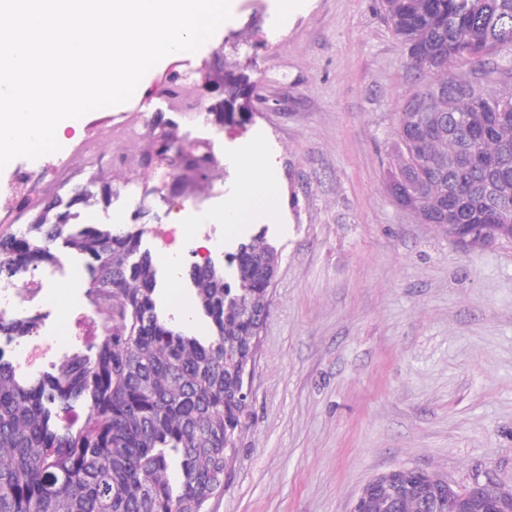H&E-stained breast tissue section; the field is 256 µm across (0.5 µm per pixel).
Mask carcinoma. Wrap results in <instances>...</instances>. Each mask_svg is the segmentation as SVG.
Returning <instances> with one entry per match:
<instances>
[{
  "mask_svg": "<svg viewBox=\"0 0 512 512\" xmlns=\"http://www.w3.org/2000/svg\"><path fill=\"white\" fill-rule=\"evenodd\" d=\"M382 7L407 48L408 69L429 78L398 115L386 192L444 232L451 224L512 225V116L485 135L472 130L502 102L488 78L498 73L495 58L512 55V0H382ZM461 60L476 64L470 74L455 72ZM421 96L430 111L414 108ZM480 172L497 179L493 195L483 192ZM89 199L75 188L68 209L39 205L22 234L0 237V278L58 262L59 239L81 255L104 327L94 355L73 352L37 376L0 355V512H209L247 412L227 363L252 357L278 251L263 234L240 245L230 255L235 286L213 263L190 266L196 304L210 323L205 341L160 314L153 257L141 250L144 225L115 232L71 224V207ZM35 324L0 318V335L28 336ZM76 405L86 410L83 422L57 428L58 412ZM388 512L425 508L403 496Z\"/></svg>",
  "mask_w": 512,
  "mask_h": 512,
  "instance_id": "1",
  "label": "carcinoma"
}]
</instances>
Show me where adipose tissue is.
I'll list each match as a JSON object with an SVG mask.
<instances>
[{
    "instance_id": "obj_1",
    "label": "adipose tissue",
    "mask_w": 512,
    "mask_h": 512,
    "mask_svg": "<svg viewBox=\"0 0 512 512\" xmlns=\"http://www.w3.org/2000/svg\"><path fill=\"white\" fill-rule=\"evenodd\" d=\"M240 168L242 189L232 207L224 213L225 224L231 226L243 223L255 211L271 208L278 192L276 172L259 162L257 152L243 155Z\"/></svg>"
}]
</instances>
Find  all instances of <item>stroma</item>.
<instances>
[{
  "label": "stroma",
  "instance_id": "obj_1",
  "mask_svg": "<svg viewBox=\"0 0 512 512\" xmlns=\"http://www.w3.org/2000/svg\"><path fill=\"white\" fill-rule=\"evenodd\" d=\"M278 0H234V17L181 68L247 78L250 115L211 109L217 95L186 87L207 110L180 112L145 78L138 100L90 112L67 128L64 159L46 199L68 203L97 174L112 178L109 204L77 205L76 224H133L145 212L144 249L157 256L159 298L176 326L202 333L187 269L258 232L279 251L257 337L246 425L210 512H350L361 488L397 467L437 472L458 485L489 477L512 485V243L461 248L387 194L398 114L423 85L384 22L380 0H302L289 19ZM140 122L138 137L123 123ZM168 132L180 157L165 191L148 192L158 165L147 147ZM206 173L189 171L197 148ZM258 148L279 177L273 209L223 240L220 224L241 191L238 156ZM131 157L110 166L113 149ZM176 233L172 262L160 261ZM85 261L61 253L32 270L77 292L87 313Z\"/></svg>",
  "mask_w": 512,
  "mask_h": 512
}]
</instances>
